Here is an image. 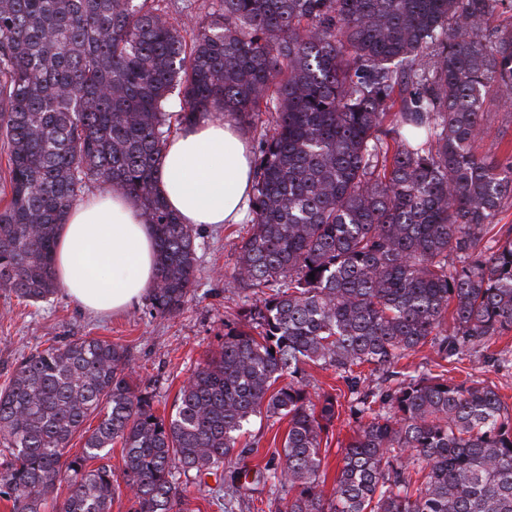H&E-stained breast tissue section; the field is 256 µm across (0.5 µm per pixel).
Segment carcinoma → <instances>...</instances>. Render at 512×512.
I'll list each match as a JSON object with an SVG mask.
<instances>
[{"mask_svg":"<svg viewBox=\"0 0 512 512\" xmlns=\"http://www.w3.org/2000/svg\"><path fill=\"white\" fill-rule=\"evenodd\" d=\"M503 6L512 0H214L198 19L182 6L187 30L167 0H0V288L19 298L57 293L58 227L96 186L148 215L151 311L179 312L198 233L156 188L171 123L220 108L254 128L267 115L233 271L261 295L224 324L167 420L118 344L24 356L0 390L11 512H40L62 479L55 512H111L116 441L135 512H184L185 486L220 468V512H241L250 484L268 487L276 512H512V409L447 368L512 331V228L496 250L485 244L512 204V154L475 151L487 99L512 95V26L491 25ZM427 344L447 362L439 372L398 368ZM310 364L341 376L362 419L329 497L322 444L339 411L302 383ZM380 369L393 384H371ZM256 415L288 418V432L279 461L248 483L239 444Z\"/></svg>","mask_w":512,"mask_h":512,"instance_id":"carcinoma-1","label":"carcinoma"}]
</instances>
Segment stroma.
<instances>
[{"instance_id":"stroma-1","label":"stroma","mask_w":512,"mask_h":512,"mask_svg":"<svg viewBox=\"0 0 512 512\" xmlns=\"http://www.w3.org/2000/svg\"><path fill=\"white\" fill-rule=\"evenodd\" d=\"M489 119L482 149L499 153L512 150V107L488 102ZM251 228L250 222L204 227L196 240V281L182 309L171 316L152 313L148 299H141L119 315L90 314L58 291L51 301L30 304L0 289V389L13 376L24 354L34 349L62 345L84 337L109 340L122 345L129 357L133 378L153 400L156 415L169 417L180 389L197 365L224 343V323L233 319L242 304L243 292L232 276L238 246ZM456 381L475 377L495 386L512 406V367H502L487 353H471L460 361ZM340 416L328 445L326 490H333L342 443L355 428L350 395L340 398ZM287 421L276 423L251 418L245 440L251 452L248 465L272 461L282 451L281 440Z\"/></svg>"}]
</instances>
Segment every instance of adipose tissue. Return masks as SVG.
Wrapping results in <instances>:
<instances>
[{"instance_id": "ef3b65f1", "label": "adipose tissue", "mask_w": 512, "mask_h": 512, "mask_svg": "<svg viewBox=\"0 0 512 512\" xmlns=\"http://www.w3.org/2000/svg\"><path fill=\"white\" fill-rule=\"evenodd\" d=\"M254 183L250 144L231 117L213 112L168 140L158 189L184 224L241 223ZM155 241L138 202L115 192L75 202L56 240L57 277L93 313H119L155 281Z\"/></svg>"}]
</instances>
